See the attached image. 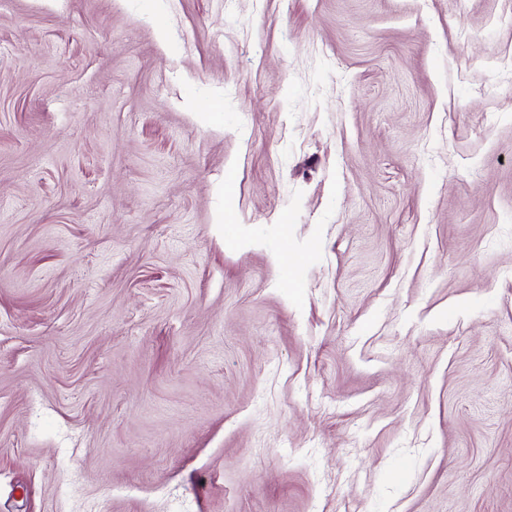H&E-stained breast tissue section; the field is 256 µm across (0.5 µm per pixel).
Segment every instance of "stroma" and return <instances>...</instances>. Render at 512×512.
Wrapping results in <instances>:
<instances>
[{
  "mask_svg": "<svg viewBox=\"0 0 512 512\" xmlns=\"http://www.w3.org/2000/svg\"><path fill=\"white\" fill-rule=\"evenodd\" d=\"M0 512H512V0H0Z\"/></svg>",
  "mask_w": 512,
  "mask_h": 512,
  "instance_id": "obj_1",
  "label": "stroma"
}]
</instances>
